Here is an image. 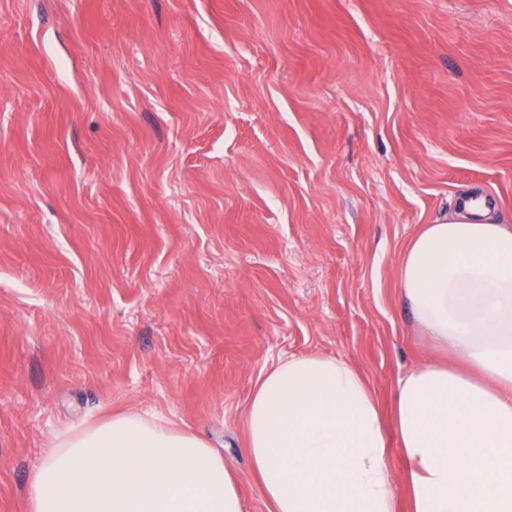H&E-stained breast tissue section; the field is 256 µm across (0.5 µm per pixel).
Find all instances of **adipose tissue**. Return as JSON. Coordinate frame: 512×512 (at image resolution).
<instances>
[{
    "mask_svg": "<svg viewBox=\"0 0 512 512\" xmlns=\"http://www.w3.org/2000/svg\"><path fill=\"white\" fill-rule=\"evenodd\" d=\"M396 279L456 366L406 372L388 417L347 359L309 354L264 372L244 429L269 512H399L403 499L408 512H512V226L463 201L409 241ZM28 500L29 512H244L204 439L131 413L58 434Z\"/></svg>",
    "mask_w": 512,
    "mask_h": 512,
    "instance_id": "ef3b65f1",
    "label": "adipose tissue"
}]
</instances>
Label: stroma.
<instances>
[{
    "instance_id": "stroma-1",
    "label": "stroma",
    "mask_w": 512,
    "mask_h": 512,
    "mask_svg": "<svg viewBox=\"0 0 512 512\" xmlns=\"http://www.w3.org/2000/svg\"><path fill=\"white\" fill-rule=\"evenodd\" d=\"M512 225V0H0V512L56 433L190 429L268 512L260 375L430 357L402 252L461 195Z\"/></svg>"
}]
</instances>
